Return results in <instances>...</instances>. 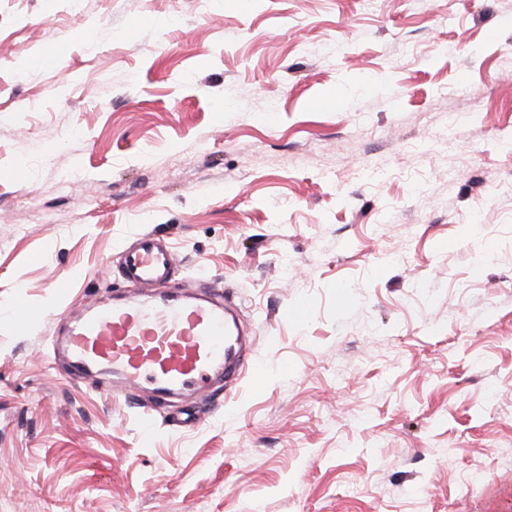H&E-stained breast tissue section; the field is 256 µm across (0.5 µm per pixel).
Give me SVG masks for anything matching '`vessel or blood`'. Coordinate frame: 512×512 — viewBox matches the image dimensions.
<instances>
[{
    "mask_svg": "<svg viewBox=\"0 0 512 512\" xmlns=\"http://www.w3.org/2000/svg\"><path fill=\"white\" fill-rule=\"evenodd\" d=\"M176 267L170 244L149 232L123 250L120 274L133 295L69 313L67 335L53 342L70 380L103 374L116 394L146 384L162 406L246 375L242 334L222 295L212 285L194 294L173 287Z\"/></svg>",
    "mask_w": 512,
    "mask_h": 512,
    "instance_id": "b4317fda",
    "label": "vessel or blood"
}]
</instances>
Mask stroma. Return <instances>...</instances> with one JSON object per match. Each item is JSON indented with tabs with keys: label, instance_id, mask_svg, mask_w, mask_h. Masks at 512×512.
I'll use <instances>...</instances> for the list:
<instances>
[{
	"label": "stroma",
	"instance_id": "obj_1",
	"mask_svg": "<svg viewBox=\"0 0 512 512\" xmlns=\"http://www.w3.org/2000/svg\"><path fill=\"white\" fill-rule=\"evenodd\" d=\"M510 134L512 0H0V512H512ZM146 231L259 373L66 377Z\"/></svg>",
	"mask_w": 512,
	"mask_h": 512
}]
</instances>
